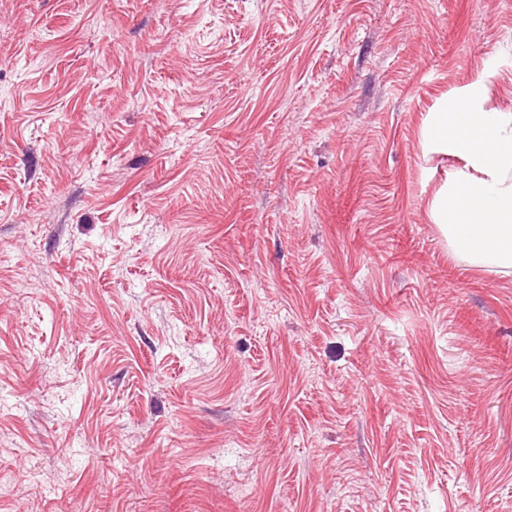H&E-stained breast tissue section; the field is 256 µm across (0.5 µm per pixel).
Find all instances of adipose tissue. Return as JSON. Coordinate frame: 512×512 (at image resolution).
I'll return each instance as SVG.
<instances>
[{"label": "adipose tissue", "mask_w": 512, "mask_h": 512, "mask_svg": "<svg viewBox=\"0 0 512 512\" xmlns=\"http://www.w3.org/2000/svg\"><path fill=\"white\" fill-rule=\"evenodd\" d=\"M485 86L474 80L423 129L430 149L460 166L430 202V214L460 264L512 272V110L482 107Z\"/></svg>", "instance_id": "adipose-tissue-1"}]
</instances>
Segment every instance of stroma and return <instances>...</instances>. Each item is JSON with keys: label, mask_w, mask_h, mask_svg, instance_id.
I'll return each instance as SVG.
<instances>
[{"label": "stroma", "mask_w": 512, "mask_h": 512, "mask_svg": "<svg viewBox=\"0 0 512 512\" xmlns=\"http://www.w3.org/2000/svg\"><path fill=\"white\" fill-rule=\"evenodd\" d=\"M512 0H0V512H512V274L429 214Z\"/></svg>", "instance_id": "35a3bbf8"}]
</instances>
